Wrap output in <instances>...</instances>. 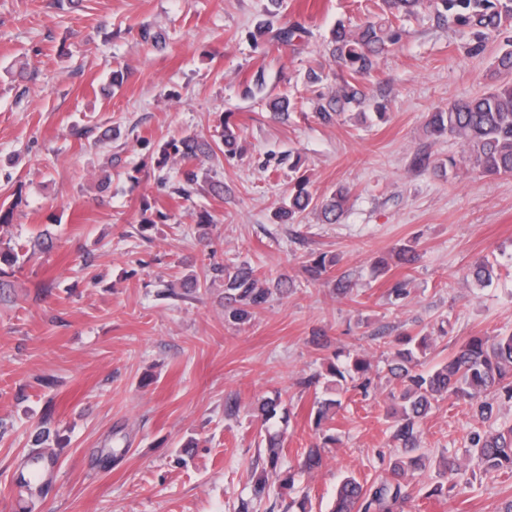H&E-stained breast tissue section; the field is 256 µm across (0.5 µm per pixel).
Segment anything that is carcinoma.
Listing matches in <instances>:
<instances>
[{
    "label": "carcinoma",
    "mask_w": 512,
    "mask_h": 512,
    "mask_svg": "<svg viewBox=\"0 0 512 512\" xmlns=\"http://www.w3.org/2000/svg\"><path fill=\"white\" fill-rule=\"evenodd\" d=\"M381 15L365 21L355 28L338 21L331 30L330 53L336 64L334 86L319 91L309 99L313 111L324 123H331L351 107L359 109L358 116L366 119L365 108L374 106L375 115L382 121L387 116L388 104L371 103L360 79L375 68L378 56L397 45L405 32L404 22L418 14L422 0H382ZM437 22L451 24L456 31L475 40L470 51L478 53L490 38H503L505 47L495 57L498 73L506 76L493 89L465 100L448 104L428 113L426 133L429 137L454 138L463 147L462 161L470 163L489 175L512 176V0H433ZM307 34L300 24L273 27L269 20L256 25L253 42L270 35L272 38L293 42ZM243 94L267 97V105L285 114L296 109V104L286 96H274L267 90L265 74L259 70L244 82ZM239 134L227 113L215 128L211 139L197 134H187L166 142L160 148L157 167L168 161L190 166L185 172V186L179 196L190 198L193 187L203 183L210 192L224 193V182L217 172L203 167V162L222 153L232 157L239 151ZM349 200V190L336 188L329 198L318 203L308 188V179L296 177L293 193L275 211V217L290 223L296 221L309 208L320 209L323 221L334 224ZM24 246L12 239L0 237V289L7 287L1 269L23 268L34 258ZM338 264L335 256L322 254L307 266L309 276L318 280ZM216 275L224 278V309L227 317L236 324L249 322L256 311L268 301L272 291H283L290 284L282 279L269 281L257 269L241 263L235 267H215ZM495 275L494 264L480 259L470 267L467 277L478 285L489 284ZM430 336L405 334L403 347L396 350L387 363L390 378L400 385L398 420L394 438L405 451L420 446L421 423L432 403L452 398L464 404H478L477 418L480 427L469 434L468 457L460 460L448 456L442 460L438 482L425 494L427 499L449 497L468 484L465 476L475 466L484 475L512 474V425L497 424L495 403L504 397L512 400V334L495 336H470L448 356V361L429 370H422L429 348ZM370 362L361 357L347 358L327 366L329 376L336 383L365 376ZM281 396L265 397L258 402L256 411L264 427L268 464L275 480L282 489H292L294 475L278 470L285 429L277 423L288 424V410L281 409ZM338 442L333 434H322L320 441L308 448L304 467L308 471L319 468L323 462L321 449ZM423 456H401L391 465L390 475L380 482L365 486L355 477L347 475L340 480L331 512H396L409 494L406 487L421 468Z\"/></svg>",
    "instance_id": "cac0c4a2"
}]
</instances>
